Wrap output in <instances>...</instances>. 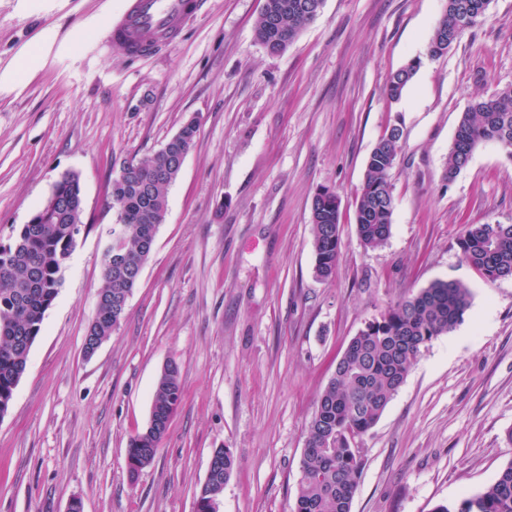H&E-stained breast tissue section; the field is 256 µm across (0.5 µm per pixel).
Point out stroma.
Wrapping results in <instances>:
<instances>
[{
    "label": "stroma",
    "mask_w": 512,
    "mask_h": 512,
    "mask_svg": "<svg viewBox=\"0 0 512 512\" xmlns=\"http://www.w3.org/2000/svg\"><path fill=\"white\" fill-rule=\"evenodd\" d=\"M447 0H324L281 54L255 37L265 0H208L154 55L107 46L123 0H0V243L65 172L84 211L61 286L0 418V512H195L214 449L233 455L219 512H294L309 421L351 339L436 280L472 294L464 320L418 355L362 436L351 512H432L477 495L512 462V279L461 257L469 224H512V157L497 143L454 181L448 150L472 99L512 85V0L446 55L427 45ZM48 38L27 80L17 55ZM422 64L399 102L390 75ZM199 133L126 313L93 356L83 341L117 221L112 175L187 119ZM391 234L361 244L368 156L393 125ZM340 199L333 278L314 273L310 204ZM183 401L154 461L131 474L168 361Z\"/></svg>",
    "instance_id": "35a3bbf8"
}]
</instances>
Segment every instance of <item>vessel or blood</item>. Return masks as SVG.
Returning a JSON list of instances; mask_svg holds the SVG:
<instances>
[{"instance_id": "obj_1", "label": "vessel or blood", "mask_w": 512, "mask_h": 512, "mask_svg": "<svg viewBox=\"0 0 512 512\" xmlns=\"http://www.w3.org/2000/svg\"><path fill=\"white\" fill-rule=\"evenodd\" d=\"M208 0H124L109 29L113 49L128 55L150 53L173 41L187 19L202 13Z\"/></svg>"}]
</instances>
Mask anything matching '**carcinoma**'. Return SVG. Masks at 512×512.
<instances>
[{"label":"carcinoma","mask_w":512,"mask_h":512,"mask_svg":"<svg viewBox=\"0 0 512 512\" xmlns=\"http://www.w3.org/2000/svg\"><path fill=\"white\" fill-rule=\"evenodd\" d=\"M322 0H265L256 21L258 41L280 54L315 20ZM491 0H448L434 28L427 56L439 58L462 34L486 17ZM421 65L415 58L390 77L387 96L396 103ZM199 123L184 122L152 157L124 165L109 181L107 197L117 212L112 248L103 255V285L87 329V346L105 341L126 312L167 211V190L177 179L182 158L195 146ZM512 149V86L474 99L463 112L448 150L446 178L453 181L483 142ZM400 151V129L388 130L367 161L356 207L362 245L375 249L391 233L394 200L389 173ZM336 194L322 189L311 203L314 271L327 280L340 256ZM82 227L78 176L62 175L50 195L14 240L0 245V418L9 410L24 375L30 350L41 333L48 309L61 285V271ZM462 259L489 281L512 277V224H470L458 239ZM471 305L470 289L437 280L392 307L354 336L336 364L309 422L301 461L295 512H351L362 469L357 441L378 421L404 383L421 349L453 331ZM183 398L180 368L168 363L161 372L151 406L153 425L128 441L131 472L150 464ZM215 469L196 498L197 512H218L224 484L233 470L231 452L215 449ZM433 512H512V462L481 494L459 505L441 504Z\"/></svg>","instance_id":"1"}]
</instances>
